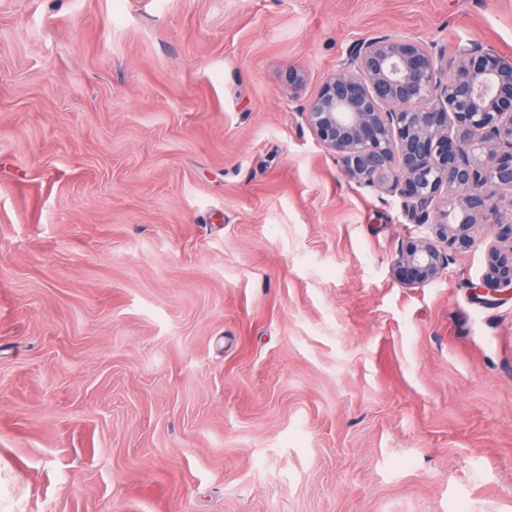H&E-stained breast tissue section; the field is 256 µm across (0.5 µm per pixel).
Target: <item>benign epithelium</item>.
I'll return each mask as SVG.
<instances>
[{
	"label": "benign epithelium",
	"mask_w": 512,
	"mask_h": 512,
	"mask_svg": "<svg viewBox=\"0 0 512 512\" xmlns=\"http://www.w3.org/2000/svg\"><path fill=\"white\" fill-rule=\"evenodd\" d=\"M315 139L336 155L344 176L395 193L434 237L407 242L393 278L422 287L448 267V251L470 250L483 224L505 226L475 291L512 289V58L492 49L453 52L416 39H363L347 66L302 108Z\"/></svg>",
	"instance_id": "obj_1"
}]
</instances>
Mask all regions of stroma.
Here are the masks:
<instances>
[{"mask_svg":"<svg viewBox=\"0 0 512 512\" xmlns=\"http://www.w3.org/2000/svg\"><path fill=\"white\" fill-rule=\"evenodd\" d=\"M395 34L512 0H0V512H512L502 226L401 286L301 112Z\"/></svg>","mask_w":512,"mask_h":512,"instance_id":"stroma-1","label":"stroma"}]
</instances>
